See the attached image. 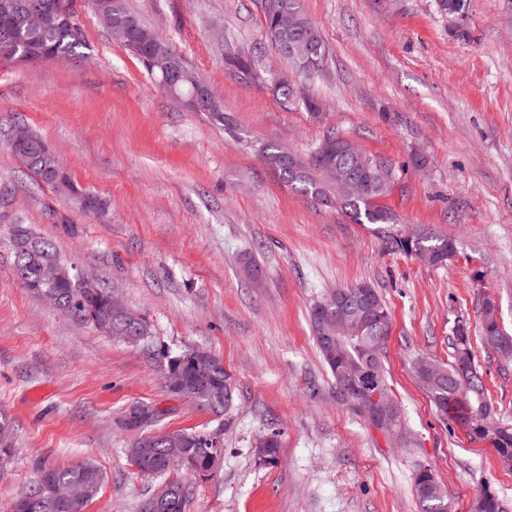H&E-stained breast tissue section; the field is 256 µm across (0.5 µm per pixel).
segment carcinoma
<instances>
[{
  "instance_id": "cac0c4a2",
  "label": "carcinoma",
  "mask_w": 512,
  "mask_h": 512,
  "mask_svg": "<svg viewBox=\"0 0 512 512\" xmlns=\"http://www.w3.org/2000/svg\"><path fill=\"white\" fill-rule=\"evenodd\" d=\"M21 0H0V23L7 17L16 26L18 50L15 57L19 63H29V57L46 52L59 56L85 55L86 40L79 24L71 25L62 20L52 21L39 35V40L30 38L16 15V4ZM101 4L109 13V30L117 41L130 50L142 63L155 60V66L147 67L152 76L161 75L160 63L175 55L169 43L142 19L132 12L126 0H93ZM281 10L297 13L300 27H313L315 43L321 58H326V47L318 28L303 11L301 0H279ZM132 18L139 27L135 40L118 35L127 19ZM210 103L206 115L213 121L229 126L221 101L213 90H208ZM274 94L284 106L299 101V87L291 82L274 88ZM340 135L333 129H326L320 142L308 153L296 155L295 159L282 161L278 144L270 142L261 145L258 154L282 183L291 190L321 202L324 196L323 185L315 180L307 170V163L317 161L325 142H336ZM21 160L40 181L49 186L57 195L69 198L85 211L101 215L105 212L102 198L79 184L66 172L57 177H47V173L60 165L45 141L35 133H30V145L23 152ZM339 175L346 177L360 173L367 181L363 196L353 197L341 205L344 212L357 224H378L385 233L386 245L394 251L422 256L421 248L429 250L431 264H442L452 257L455 246L452 241L425 233V238L416 243L409 242L388 233V227L395 223L393 213L381 205L380 199L387 195L394 182V170L388 162L375 158L357 149L344 148L337 157ZM10 256L17 282L40 298L51 295L56 299L57 310L74 321L93 325L97 322L112 324V334L124 336L132 333L135 342L148 344L154 334L153 325L142 319L129 326L112 315L109 294L111 289L99 280L80 271L73 263L61 257L54 245L37 234L31 226L17 223L12 226L9 240ZM366 294L370 303L377 308L380 319L368 321L364 318L357 297ZM347 300L344 306L349 316V324L355 335L345 339L339 352L329 350L322 338L319 324L326 315L322 303ZM497 302L490 296L481 304V327L479 339L487 348L506 357L512 356V336L501 325ZM310 321L314 339L322 358L329 367L334 379L336 393L341 402L352 409L367 425L382 432L386 437L398 435L400 412L392 415L368 405L357 393L351 391L341 370L360 372L365 368L368 354L376 352L380 377H385L381 337L388 334L389 314L377 293L369 284L356 283L345 288H337L325 293L310 309ZM452 361L437 363L427 357H420L414 363V372L424 383V388L434 406L453 423L462 425L469 437L475 441L488 442L497 454L507 460L512 459V428L496 421L492 411L488 390L474 363L473 344L470 328L466 324L455 327L452 336ZM166 360L165 374L174 371L181 373L186 382L187 394L168 389L176 397L194 401L200 407L219 417L228 409L225 405L227 394H235L231 375L224 369L219 358L205 352L201 355L188 349L178 355H163ZM162 414L153 406L137 402L129 406L123 415L124 427L136 437L124 448L129 462L144 475L163 477L172 471L184 469L192 474H211L212 455H221L224 448L219 439L201 431H172L161 429ZM40 483L33 484L28 494L16 499L11 512H87V507L97 495L102 474L91 462H82L70 467L44 466L40 469ZM77 485L80 495L64 501L57 495L63 486ZM413 489L422 512H452L448 494L440 485L432 471L419 466L415 472ZM192 496V485L179 478L167 479L151 496L141 501L138 512H187ZM475 512H505L498 492L487 486L478 494L474 503Z\"/></svg>"
}]
</instances>
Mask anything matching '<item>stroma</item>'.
Instances as JSON below:
<instances>
[{"label":"stroma","instance_id":"35a3bbf8","mask_svg":"<svg viewBox=\"0 0 512 512\" xmlns=\"http://www.w3.org/2000/svg\"><path fill=\"white\" fill-rule=\"evenodd\" d=\"M302 4L326 44L323 71H288L269 49L246 79L224 46L255 57L262 0H128L220 97L231 134L162 91L91 0L73 4L86 57L0 62V412L15 438L0 512L41 464L85 460L103 475L88 512H137L161 481L122 454L132 434L119 419L136 402L161 410L165 430L203 429L224 446L212 475L192 478L189 512H420L421 464L453 512H471L487 485L512 512V468L448 422L413 370L422 356L450 362L457 323L478 333L484 296L512 334V0H466L455 22L436 0ZM271 65L320 115L281 104L264 77ZM18 122L107 201L104 216L35 178L7 143ZM329 128L392 163L381 203L394 231L448 238V262L391 251L375 225L290 190L254 151L276 142L303 153ZM15 217L145 315L153 351L22 288L8 256ZM357 282L376 288L390 317L384 364L402 432L390 442L340 403L312 337L311 306ZM159 349L222 359L232 410L218 418L172 396ZM473 354L496 419L512 426V357L479 343ZM272 431L268 464L256 444Z\"/></svg>","mask_w":512,"mask_h":512}]
</instances>
